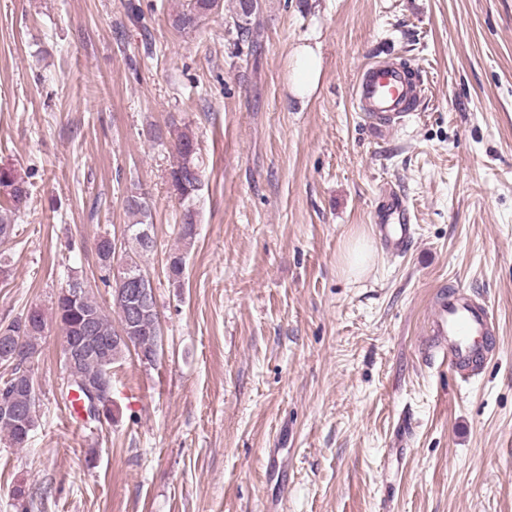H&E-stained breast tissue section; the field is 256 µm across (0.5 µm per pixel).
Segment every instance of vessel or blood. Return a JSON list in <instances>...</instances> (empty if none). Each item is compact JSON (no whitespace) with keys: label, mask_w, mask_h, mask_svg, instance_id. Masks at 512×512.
Returning a JSON list of instances; mask_svg holds the SVG:
<instances>
[{"label":"vessel or blood","mask_w":512,"mask_h":512,"mask_svg":"<svg viewBox=\"0 0 512 512\" xmlns=\"http://www.w3.org/2000/svg\"><path fill=\"white\" fill-rule=\"evenodd\" d=\"M425 95L397 65L374 61L364 66L353 87L357 106L371 125L392 129L401 126ZM375 224L388 254L405 253L414 241L413 214L406 199L383 190ZM425 342L420 357L426 366L442 365L469 380L496 354V324L492 307L485 300L460 289L441 290L428 315Z\"/></svg>","instance_id":"obj_1"}]
</instances>
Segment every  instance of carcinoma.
I'll list each match as a JSON object with an SVG mask.
<instances>
[{
	"mask_svg": "<svg viewBox=\"0 0 512 512\" xmlns=\"http://www.w3.org/2000/svg\"><path fill=\"white\" fill-rule=\"evenodd\" d=\"M236 7L232 23L236 35L247 38L251 33L250 21L259 9V0H235ZM224 9V0H182L180 9L172 19L173 25L182 31H195L199 29L203 18ZM176 163L171 167L169 177L174 190L183 200H189L198 190L201 183V170L198 161V147L195 136L189 131H181L174 142ZM0 185L11 188L10 196L15 208H20L28 198V189L24 183L15 179L11 172L0 170ZM125 209L132 217V223L127 225L130 233L132 247L125 251L124 266L143 272L139 257L151 251L153 242H146L140 237V232L148 227L150 213L144 201L137 196H130L125 200ZM100 269L105 272L104 280L112 281V300L119 312V326L112 324V319L90 295L84 282L75 278L58 293L51 317L60 326L75 336L81 335V329L86 322L93 324L92 337H112L126 326L127 306L124 296L127 285L120 278H110L112 272V237L105 234L100 236L96 246ZM184 271L183 255L174 253L169 256L168 280L171 284H181ZM48 324V317L37 310L31 325L21 324L17 319L5 326H0V336H19L28 351V362H33L42 351L44 332ZM133 335L136 340L133 347L141 349L145 355L155 354L160 338V324L158 313L155 310L146 311L140 318L138 327ZM131 353L130 347H110L99 351L95 356L82 361L65 364L69 371L67 377V390L77 392L78 399L85 394L80 384L93 381L104 375L112 378V364ZM19 382V387L13 393V405L25 416L27 433H32L38 421L37 390L29 387V370L18 367L4 368L0 375V387L7 386L9 381ZM0 439L9 448H24L28 445L20 429L10 420L0 416Z\"/></svg>",
	"mask_w": 512,
	"mask_h": 512,
	"instance_id": "carcinoma-1",
	"label": "carcinoma"
}]
</instances>
